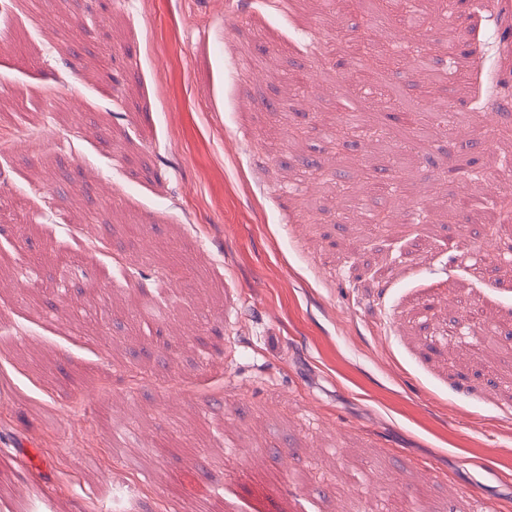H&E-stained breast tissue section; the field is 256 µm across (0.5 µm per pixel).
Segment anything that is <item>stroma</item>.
<instances>
[{"label": "stroma", "instance_id": "1", "mask_svg": "<svg viewBox=\"0 0 512 512\" xmlns=\"http://www.w3.org/2000/svg\"><path fill=\"white\" fill-rule=\"evenodd\" d=\"M417 7L512 83V0ZM355 21L309 0H0V512H342L350 475L372 485L357 512H512V273L466 263L478 210L378 229L350 200L471 196L512 152L432 119L469 98L405 69L386 80L429 138L362 97L388 137L337 148ZM300 71L322 79L294 93ZM475 305L494 349L450 351L432 325ZM132 402L143 468L101 421Z\"/></svg>", "mask_w": 512, "mask_h": 512}]
</instances>
